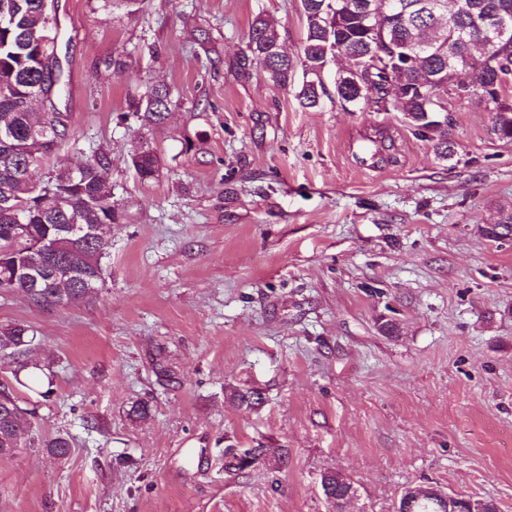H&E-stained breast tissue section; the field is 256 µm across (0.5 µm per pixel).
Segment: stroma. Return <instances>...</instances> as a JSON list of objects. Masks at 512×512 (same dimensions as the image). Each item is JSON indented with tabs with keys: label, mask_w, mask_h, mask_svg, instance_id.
<instances>
[{
	"label": "stroma",
	"mask_w": 512,
	"mask_h": 512,
	"mask_svg": "<svg viewBox=\"0 0 512 512\" xmlns=\"http://www.w3.org/2000/svg\"><path fill=\"white\" fill-rule=\"evenodd\" d=\"M69 138L45 179L111 160L118 221L95 296L55 308L0 294V327L35 340L53 392L17 388L35 443L0 457V512H393L440 486L512 512V141L494 103L449 95L443 159L399 112L302 108L246 59L256 18L297 54L300 0H55ZM126 61L114 70V59ZM164 84L168 118L132 104ZM147 142L161 159L140 182ZM164 357L177 380L161 384ZM263 395L245 411L228 387ZM146 400L150 415L130 417ZM72 442L59 461L42 440ZM288 466L221 468L224 445ZM130 161L142 181H151L158 171V157L156 153L146 146L134 149L130 154Z\"/></svg>",
	"instance_id": "obj_1"
}]
</instances>
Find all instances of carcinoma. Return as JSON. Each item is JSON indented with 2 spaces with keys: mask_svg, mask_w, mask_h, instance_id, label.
Returning a JSON list of instances; mask_svg holds the SVG:
<instances>
[{
  "mask_svg": "<svg viewBox=\"0 0 512 512\" xmlns=\"http://www.w3.org/2000/svg\"><path fill=\"white\" fill-rule=\"evenodd\" d=\"M372 0H350L352 10L336 15V0H301L306 34L300 52L292 57L282 50L277 31L262 18L251 26L247 49L258 59L268 79L288 88L297 70L303 80L295 96L304 108H316L327 94L319 70L345 48L352 70L335 80L336 98L341 104L361 108L354 101L356 87L350 81L362 71L364 100L378 102L386 94L388 79L375 71L369 54L388 52L393 47L419 46L418 67L410 68L407 81L422 79V92L394 93L391 110L401 112L422 134L435 142L439 155H454L452 144L435 127L441 125L436 113L441 108L440 92H448V63L467 68L470 93L488 95L498 102L502 82L512 76V42L496 39L499 17L512 20V0H459V6L441 13L427 8L430 0H377L389 15L378 31H370L364 20L365 5ZM9 16L0 26V201L8 200L20 211V220L0 210V291L23 293L32 303L60 306L89 297L104 284L102 226L117 221L112 208V187L107 181L110 161L96 155L75 169L60 170L35 186L25 177L50 152L45 142L60 146L68 138L64 115L54 99L60 92L61 67L50 43L38 44L48 23L42 0H0V13ZM172 105L165 86H149L140 95L136 114L146 127L163 122ZM495 131L512 140V104H502L496 113ZM130 161L143 181L158 171L156 153L140 146ZM79 224L93 231L91 237L66 233V225ZM494 238L512 235V211L488 230ZM34 337L22 325L0 330V350L11 349L7 357L17 363L16 383L45 398L47 373L23 356ZM229 399L239 408L251 410L262 404L258 393L230 389ZM28 410L20 407L13 390L0 389V456H12L32 445ZM57 459L68 457L70 439L56 436L42 442ZM288 463V449L239 448L224 446V472L234 474L256 465L280 469ZM322 482L332 495L343 500L353 484L334 470L322 472ZM394 512H445L443 499L433 487H417L403 494Z\"/></svg>",
  "mask_w": 512,
  "mask_h": 512,
  "instance_id": "cac0c4a2",
  "label": "carcinoma"
}]
</instances>
